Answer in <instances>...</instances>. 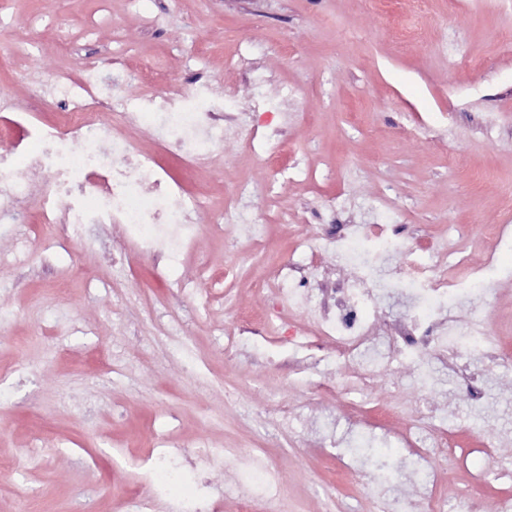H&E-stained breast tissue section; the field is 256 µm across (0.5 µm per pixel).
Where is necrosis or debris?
Masks as SVG:
<instances>
[{
  "instance_id": "4bbe7bcc",
  "label": "necrosis or debris",
  "mask_w": 512,
  "mask_h": 512,
  "mask_svg": "<svg viewBox=\"0 0 512 512\" xmlns=\"http://www.w3.org/2000/svg\"><path fill=\"white\" fill-rule=\"evenodd\" d=\"M100 71L79 76L63 71L33 85L24 106L0 107V133L19 131L10 151L0 153V222L22 218L27 207L37 209L43 223L60 226L63 241L93 246L109 239L113 247L146 254L155 260L173 257L194 247L197 229L192 221L198 196L173 179L159 156L135 151L116 128L99 114L105 98ZM58 98L55 120L39 117L44 102ZM127 126H152L164 149L190 162L211 159L222 151L220 134L240 128L234 113L224 108L221 83L172 78L163 91L123 103ZM152 233H144L145 225ZM361 241H380L385 255H404L420 283L401 329L391 331L379 320V299L364 277L337 280L330 305L315 306L306 277L292 267L279 269L270 287L273 303L265 319L241 316V333L228 337L227 347L240 348L244 339H265L268 325L282 321L285 309L313 319L320 348L335 347L345 361L360 365L371 358L388 367L412 353L457 356L467 349L493 360L497 347L485 338L486 319L472 315L461 323L447 312L452 299L470 296L487 281L488 267H474L454 239L418 249L402 236L397 225L367 224L359 228ZM469 267L465 280L448 279L444 257ZM222 473L224 487L215 490L211 474ZM141 484L150 495L129 499V512H223L232 499L238 512H259L279 483L277 469L251 451L228 456L226 449L207 442L185 447L163 440L138 466ZM409 488L370 479L381 512H416L437 508L438 482L411 474ZM189 484V497L177 500L172 488Z\"/></svg>"
}]
</instances>
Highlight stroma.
I'll use <instances>...</instances> for the list:
<instances>
[{
    "label": "stroma",
    "instance_id": "1",
    "mask_svg": "<svg viewBox=\"0 0 512 512\" xmlns=\"http://www.w3.org/2000/svg\"><path fill=\"white\" fill-rule=\"evenodd\" d=\"M31 16L40 19L33 28ZM59 17L73 32L65 57ZM116 49L127 76L109 87L112 100L158 91L141 75L147 62L218 81L225 65H244L249 77L225 105L247 125L284 112L282 150L273 164L228 135L222 156L197 168L162 155L173 178L207 196L193 253L156 266L74 241L54 253L53 276L19 285L0 265V512H128L137 464L163 434L265 454L281 476L266 512H373L368 474L281 427L280 416H328L336 436L354 418L376 426L386 474L401 478L398 436L417 421L438 424L431 407L453 387L444 363L400 362L357 395L358 369L335 351L290 347L273 332L229 358L224 338L239 310L257 318L269 308L260 285L277 267L313 258L328 284L373 268V252L341 258L329 244L350 225L402 224L412 243L451 234L478 261L497 224L509 244L479 305L488 337L512 347V214L499 207L512 196V0H433L425 18L406 0H0V93L15 102L29 81ZM463 57L482 68L460 66ZM281 164L294 167L293 180L279 179ZM285 209L319 218L282 224ZM217 224L265 231L224 238ZM56 233L28 211L25 223L0 228V255L20 242L21 261L39 265ZM187 282L196 293L170 304L169 288ZM121 354L137 361L135 375ZM470 360L483 396L456 399L453 440L466 463H432L448 512L492 503L504 489L479 451L512 433V356ZM188 362L197 374L184 372Z\"/></svg>",
    "mask_w": 512,
    "mask_h": 512
}]
</instances>
